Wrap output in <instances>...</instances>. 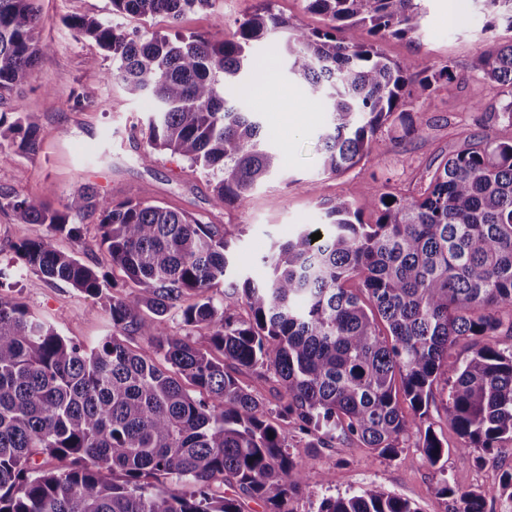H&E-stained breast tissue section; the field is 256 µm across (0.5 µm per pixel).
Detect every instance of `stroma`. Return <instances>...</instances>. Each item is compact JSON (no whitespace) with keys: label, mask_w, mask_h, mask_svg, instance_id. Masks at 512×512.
<instances>
[{"label":"stroma","mask_w":512,"mask_h":512,"mask_svg":"<svg viewBox=\"0 0 512 512\" xmlns=\"http://www.w3.org/2000/svg\"><path fill=\"white\" fill-rule=\"evenodd\" d=\"M262 0H216L213 8L185 14L179 21L163 15L130 17L113 13L110 0H39L46 20L40 33L52 49L42 56L18 93L0 101V110L23 112L38 130L33 154L0 153V192H9L54 207L67 195L90 184L112 202L148 198L188 210L203 221L223 225L231 241L233 270L260 281L269 273L262 256L288 240L304 224L324 220L321 200L344 197L364 222L375 220L366 201L369 184L386 186L399 196L417 194L428 167L473 141L482 128L468 101L488 106L502 94L477 69L478 58L492 42L512 40L505 26L489 32L480 0H460L456 20L448 18V0H422L420 26L414 33L381 40V53L394 61L428 60L451 64L455 77L442 81L413 119L418 135L404 136L399 122L387 123L371 142L368 154L352 169L332 177L319 175L317 133L327 114L304 85L289 74L281 38L255 45L263 68L253 93L241 99L243 111L257 113L270 134L269 146L281 159L282 171L242 201L218 210L210 204L205 177L178 155L155 153L151 164L139 159L147 147L146 119L152 106L128 94L111 78L112 60L94 42L69 27L73 16L95 17L137 37L154 33L231 35L239 21L254 13ZM40 224L17 223L0 210V294L24 303L38 318L63 335L94 346L110 331L99 302L66 285H53L25 268L12 246L19 239L44 236ZM423 419L446 444L443 470L432 467L411 434L395 457L381 456L355 440L314 448L307 435L288 424L289 451L301 465L304 484L292 501L293 512H315L327 496H348L370 485L413 503L419 512H447L452 501L442 485L483 495L485 512H500L512 498L501 487V474L512 456L489 455L481 462L460 452V438L440 405L437 391Z\"/></svg>","instance_id":"35a3bbf8"}]
</instances>
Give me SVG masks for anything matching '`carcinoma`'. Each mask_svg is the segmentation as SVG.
Here are the masks:
<instances>
[{
	"label": "carcinoma",
	"instance_id": "obj_1",
	"mask_svg": "<svg viewBox=\"0 0 512 512\" xmlns=\"http://www.w3.org/2000/svg\"><path fill=\"white\" fill-rule=\"evenodd\" d=\"M110 2L115 14L176 22L214 0ZM305 2L331 25L308 31L268 5L221 39L131 38L94 17L68 24L112 57L113 77L129 94L152 99L141 161L164 150L183 157L222 209L281 168L258 117L237 107L247 85L231 82L259 69L251 46L267 35L282 37L289 70L325 108L324 175L355 166L395 115L405 135L416 134L405 107L454 77L450 64L393 61L376 48L415 30L416 0ZM484 2L512 31V0ZM43 23L34 0H0V101L51 50L37 35ZM355 27L366 40L338 37ZM477 69L512 90V40L484 52ZM465 107L481 112L486 133L441 161L418 195L369 185L372 224L346 199L322 202L325 223L264 256L270 273L261 282L232 276L224 225L188 212L148 200L115 204L91 186L59 208L0 192V209L46 227L45 236L14 244L24 266L100 301L112 328L88 348L0 297V512H243L238 499L213 492L217 482L246 490L269 512H293L288 502L303 474L272 418L295 422L318 446L354 437L392 458L442 381L451 383L443 410L461 451L512 455V346L479 342L503 328L512 334V317L499 314L512 305V142L489 133L501 119L512 123V97ZM13 148L36 152V129L19 112H1L0 153ZM88 220L123 281L53 247L57 235L81 244ZM351 277L361 293L344 287ZM220 284L216 299L210 290ZM243 305L247 320L238 316ZM172 312L209 329L207 345L168 335ZM135 335L149 345L130 348L124 337ZM461 339L473 354L451 365ZM243 370L274 379L284 403L267 409L241 385ZM416 447L432 466L448 453L430 428ZM169 477L187 489L166 488ZM442 493L453 512H484L475 491L446 484ZM317 512L418 510L371 485L326 497Z\"/></svg>",
	"mask_w": 512,
	"mask_h": 512
}]
</instances>
